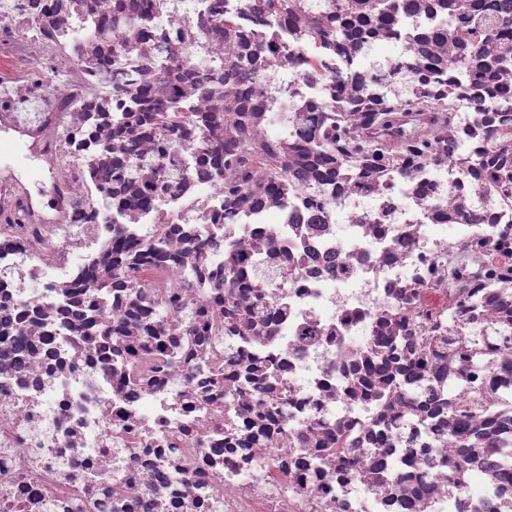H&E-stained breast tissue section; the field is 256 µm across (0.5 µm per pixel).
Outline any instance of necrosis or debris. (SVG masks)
Instances as JSON below:
<instances>
[{"mask_svg":"<svg viewBox=\"0 0 512 512\" xmlns=\"http://www.w3.org/2000/svg\"><path fill=\"white\" fill-rule=\"evenodd\" d=\"M287 2L0 0V512H512V0Z\"/></svg>","mask_w":512,"mask_h":512,"instance_id":"obj_1","label":"necrosis or debris"}]
</instances>
